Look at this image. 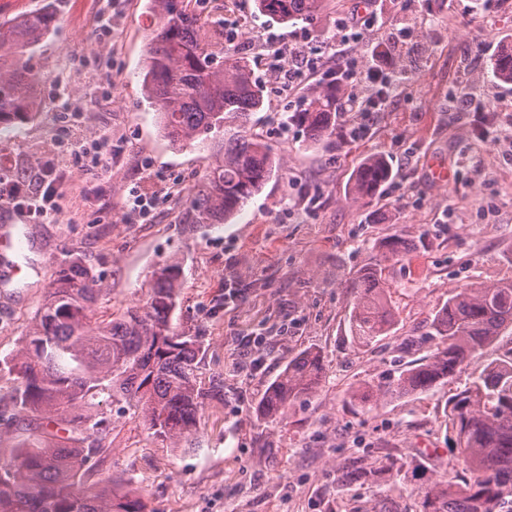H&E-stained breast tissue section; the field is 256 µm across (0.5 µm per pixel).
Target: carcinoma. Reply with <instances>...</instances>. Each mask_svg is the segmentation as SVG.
<instances>
[{"label":"carcinoma","mask_w":512,"mask_h":512,"mask_svg":"<svg viewBox=\"0 0 512 512\" xmlns=\"http://www.w3.org/2000/svg\"><path fill=\"white\" fill-rule=\"evenodd\" d=\"M256 4L284 23L310 20L326 8V0ZM147 9L158 26L148 50L145 94L158 111L164 137L174 145L196 142L215 159L192 206L198 223H225L278 167L267 142L248 129L250 117L263 107V93L247 57L227 53L215 62L193 0H148ZM54 17L48 5L0 21V123L29 119L39 109L25 54L49 32ZM492 74L512 82V52L494 55ZM339 107L336 86L328 85L290 119L305 141L330 147ZM389 178L384 157H367L351 193L356 200L369 198ZM181 274L177 261L158 266L143 308L95 321L92 306L103 290L102 275L80 257L59 272L22 348L9 360L14 408L40 414L56 431L34 437L11 463L0 465V512H146L133 492L119 494L110 482L88 483L95 458L105 453L98 435L107 425L86 409L103 393L125 403L175 447L195 445L198 414L206 401L224 395V386L201 384L197 337L172 327ZM346 287L353 295L350 334L362 343L376 341L394 317L382 268L359 270ZM510 327L512 279L453 291L427 326L425 338L435 341L432 353L379 386V397L416 394L448 381ZM324 371L318 352L293 357L265 390L259 415L271 423L281 420L316 390ZM75 422L84 425L85 447L57 445L59 432ZM448 422L466 475L441 476L419 490L420 512H512V348L450 400ZM396 465L389 452L374 462L355 457L347 475L366 479Z\"/></svg>","instance_id":"cac0c4a2"}]
</instances>
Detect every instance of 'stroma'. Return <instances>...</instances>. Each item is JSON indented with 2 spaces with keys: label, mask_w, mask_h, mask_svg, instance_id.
<instances>
[{
  "label": "stroma",
  "mask_w": 512,
  "mask_h": 512,
  "mask_svg": "<svg viewBox=\"0 0 512 512\" xmlns=\"http://www.w3.org/2000/svg\"><path fill=\"white\" fill-rule=\"evenodd\" d=\"M147 0H56L55 26L28 56L40 99L37 114L0 124V168L6 178L42 186L53 163V223L15 209L0 225L25 235L23 253L0 247V360L14 354L58 271L73 257L96 266L104 290L99 314L144 306L151 271L182 266L172 324L198 337L199 377L224 385L198 416L200 444L174 448L107 395L93 412L109 427L96 479L133 491L148 512H420L416 490L456 462L446 410L485 366L512 348L506 330L447 383L361 408L356 397L397 378L434 347L422 337L452 290L512 278V83L491 73L494 54L512 45V0H329L311 21L281 23L255 0H201L197 7L223 58L222 36L241 23L264 106L250 127L272 146L280 168L229 223L200 224L192 207L208 162L172 145L143 92L147 47L156 27ZM361 37L351 59H388L401 86L384 111L337 117L339 144L304 142L288 123L297 98L332 77L320 72L300 95L279 94L264 55L269 38L304 33L328 53L340 19ZM108 135L105 166L83 170L72 141ZM387 158L392 176L372 198H351L364 157ZM446 168L436 181L433 167ZM155 199L148 218L130 213L134 194ZM399 237L402 257L385 259L381 244ZM385 267L395 323L364 346L351 336L352 296L345 280L374 264ZM266 330L259 367L240 356L249 334ZM320 352L325 374L309 397L280 422L256 414L268 385L302 351ZM397 456L401 468L369 480L342 478L340 464Z\"/></svg>",
  "instance_id": "1"
}]
</instances>
